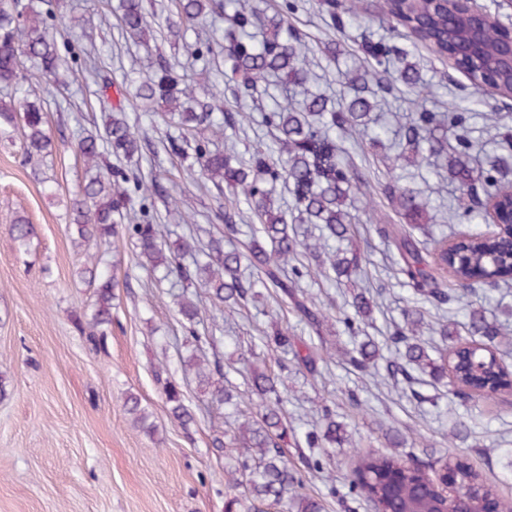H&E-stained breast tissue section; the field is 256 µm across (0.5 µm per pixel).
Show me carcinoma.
Instances as JSON below:
<instances>
[{
	"instance_id": "carcinoma-1",
	"label": "carcinoma",
	"mask_w": 512,
	"mask_h": 512,
	"mask_svg": "<svg viewBox=\"0 0 512 512\" xmlns=\"http://www.w3.org/2000/svg\"><path fill=\"white\" fill-rule=\"evenodd\" d=\"M238 0H178L180 14L189 22L209 14H230L232 26L225 37L207 35L198 38L195 55L226 54L231 69L244 78V93L258 92L260 83L275 74L292 85L308 81L306 58L309 47L293 29L282 20L266 19L257 13L236 7ZM44 8L23 14L12 8L9 0H0V86L9 88L14 98L0 105V127L20 129L26 144L25 157L47 156L53 149L45 101L30 99L29 72L38 71L45 84L56 78L62 67L65 49L72 57L80 77L97 78L101 60L93 44L83 37L58 45L55 6L56 0H42ZM322 7L332 24L343 27L360 23V16L351 0H324ZM119 22L126 35L143 39L150 30L143 0H120L116 6ZM413 28L422 43L434 48L440 55L453 56L459 43L469 35L476 20L450 7L447 0H416L412 7ZM375 61L373 77L380 89L386 84L380 78L388 50L381 43L368 45ZM474 80L484 74L497 77L501 92L512 94V76L499 69L497 57L488 54L473 61ZM403 83L417 96L425 95L419 72L411 65L400 71ZM368 80L364 74L348 78L349 95L337 105L310 94L299 103L274 102L270 111L262 114L263 122L275 131V147L257 146L249 157L248 166L237 163L232 150L223 152L210 148V143L195 135L201 125L222 131L224 127L240 123L238 112H215L217 106L196 97L187 84L185 75L177 72L166 59L161 58L151 74L140 79L134 88V97L143 108V117L154 123L158 113L170 114L178 120L182 135L169 141L170 151L189 161L187 175L194 182L212 184L218 192L224 189L244 197L252 206L259 227L254 232L245 253L223 251L214 246L201 251L193 263L178 260L181 252L196 250L193 239L181 238V247L172 250L161 225L153 222L145 204L131 212L132 193L141 200L157 192L156 185L148 183L132 170L112 165L110 157L129 158L140 148L141 135L132 130L123 112H111L104 117L103 130L80 137L75 151L85 166L79 194L72 202L73 221L80 245L108 243L112 237L124 233L136 241L139 264L163 282L174 276L186 285L201 288L217 302H245L257 284L278 289L283 295L295 294V288L305 273L297 266L285 272L288 258L302 249L322 258L339 276L346 275L361 262V257L342 256L339 251L326 249L319 241L304 242L298 229L289 225L282 212L273 207L268 186L284 180L292 187L295 207L310 224H319L328 236L345 239L355 216L348 210L346 200L353 189L355 175L349 164L341 159L336 139L331 131L354 132L369 143L381 142L389 129L380 125L368 128V113L375 107L374 99L365 95L362 85ZM404 138L413 150L421 142L428 144L427 164L448 156V178L466 197L462 209L468 221L480 224L484 220V204L477 192V184L492 186L497 178L472 166V160L481 152V145L465 134L457 135L455 143L448 142L444 123L432 112H419L404 127ZM384 192L394 200L405 220L403 224H378L379 237L391 242L397 251L398 274L403 284L413 293L434 300L439 305L448 302V292L439 287L434 272L454 264L456 285L462 299L481 286H494L512 279V249L504 246L502 237L485 236L480 232L461 236L453 241L442 237L436 241L432 254L423 251L413 230L426 220V208L417 196L397 181L385 186ZM130 216V223L120 224L118 218ZM102 257L86 254L94 288V310L89 322V335L105 336L112 326V281L108 273L98 270ZM372 312L367 296L355 297L351 310L340 313L338 321L350 334L353 348L349 362L363 371L374 366L379 356L378 345L370 339H359L361 324ZM180 313L189 324L187 339L196 349L214 343L211 336H202L195 325L200 322V310L187 298L180 302ZM426 311L414 305L405 309L406 324L389 337L396 360L390 367L393 373L409 374V368L425 366L435 377L448 371L455 373L457 393L470 399L476 393L498 387L512 386V373L503 370L492 346L483 344L485 351L465 355L453 361L448 355L431 357L420 338ZM470 336H496L495 326L486 311L479 307L469 311L465 323ZM253 366L251 387L259 398L258 410L237 411L242 421L224 431L225 512H256L257 504L280 506L285 512H323L321 500L302 493L310 474L323 468L322 458L308 456L300 464L288 460L282 442L288 438V426L282 419L284 397L279 385L283 375L268 370L266 360ZM187 366L194 369L199 387L209 390L210 400L220 406L232 402L226 387L215 384L213 374L220 372L219 364H210L205 357L193 356ZM166 401L172 417L187 425L193 415L184 404L182 393L174 381L165 383ZM323 429L306 433L309 448H324L336 443V410L329 404L320 408ZM454 464L456 486L448 496L440 494L429 470L409 467L398 453L367 455L358 461L351 479L343 490L332 493L343 500L373 502L383 512H484L482 498L472 495L475 474L458 457L448 458Z\"/></svg>"
}]
</instances>
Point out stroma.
Here are the masks:
<instances>
[{
    "mask_svg": "<svg viewBox=\"0 0 512 512\" xmlns=\"http://www.w3.org/2000/svg\"><path fill=\"white\" fill-rule=\"evenodd\" d=\"M111 0H58L60 27L85 26L102 51L100 84H77L70 66H62L59 83L46 92L47 119L54 148L39 161L24 159L19 132L0 134V512H224V454L212 446L215 421L224 410L202 395L196 383L184 384L185 404L196 409L194 422L180 425L170 414L163 386L182 379V362L193 348L186 340L179 312L182 289L175 282L156 283L139 266L134 240L113 237L104 260L112 275V327L107 336L91 337L82 327L93 312V290L82 272L83 250L75 243L70 205L77 196L83 164L74 144L101 128L105 114L118 107V87L149 74L158 58L172 64L190 60L198 33L227 27L222 18L189 24L175 0H146L156 19L143 43L123 36L109 12ZM269 17H283L301 32L313 49L309 87L341 99L347 93L339 72L349 66L370 68L368 43L406 50L408 59L431 85L422 101L399 79L384 95L381 117L388 123L424 109L470 115L484 140L477 165L487 168L498 153L485 134L484 114L496 113L500 129L512 130V105L452 70L447 61L422 45H413L379 19L337 33L321 15L320 0H246ZM240 75L225 73L216 92L224 107L253 115L252 124L225 128L214 136L216 147L234 145L248 160L256 144L272 143L262 123L273 100L292 96L293 87L270 84L265 96L238 93ZM148 137L141 153L125 168L159 186L146 202L157 223L181 235L193 225L201 240L220 238L225 250H244L250 238L251 210L246 201L186 177V164L168 148L176 129L165 121L144 125ZM345 157L360 181L348 204L356 222L350 238L362 254L351 279L336 282L308 253L298 255L308 269L297 290L300 300L315 301L324 313L320 327H311L291 301L274 289H259L246 305H225L203 298L199 306L201 335L216 345L208 359L219 360L241 408H255L258 398L250 383L254 355L263 353L268 336L287 329L309 363L288 362L284 389L290 435L285 451L290 460L311 455L305 434L316 424V410L334 406L347 439L323 459L307 495L321 498L326 512H370L358 501L340 506L330 485L348 478L360 456L389 451V435L401 439L399 450L411 458H464L498 498L512 501V395L461 401L449 378L433 379L415 372L413 381L386 371L361 373L347 364L344 352L353 343L336 316L352 296L365 292L374 303L363 333L384 343L402 324V310L411 303L407 288L394 276L391 246L374 227L397 224L401 218L384 193L392 177L413 189L427 204L428 220L419 239L447 230L489 232L488 224L472 226L450 206L457 192L447 173L401 162L391 166L395 147H373L357 135L337 134ZM31 227L25 244L15 243L9 226L16 214ZM241 231L224 235L227 223ZM505 329L494 341L512 370V281L488 292L482 301ZM135 395L149 413L153 428L133 425L124 402Z\"/></svg>",
    "mask_w": 512,
    "mask_h": 512,
    "instance_id": "35a3bbf8",
    "label": "stroma"
}]
</instances>
